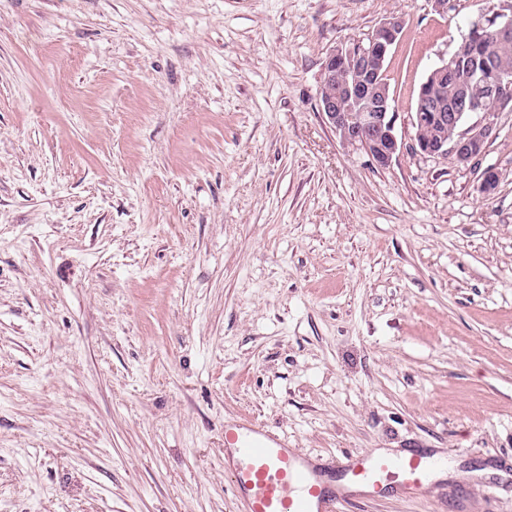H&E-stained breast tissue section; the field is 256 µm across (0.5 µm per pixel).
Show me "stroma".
Wrapping results in <instances>:
<instances>
[{
	"instance_id": "1",
	"label": "stroma",
	"mask_w": 512,
	"mask_h": 512,
	"mask_svg": "<svg viewBox=\"0 0 512 512\" xmlns=\"http://www.w3.org/2000/svg\"><path fill=\"white\" fill-rule=\"evenodd\" d=\"M495 11L0 0V512H243L240 419L326 466L440 460L342 512H512V111L478 166L410 148L420 83ZM392 13L380 167L321 66Z\"/></svg>"
}]
</instances>
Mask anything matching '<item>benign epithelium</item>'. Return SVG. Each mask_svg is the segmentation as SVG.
I'll use <instances>...</instances> for the list:
<instances>
[{"label": "benign epithelium", "mask_w": 512, "mask_h": 512, "mask_svg": "<svg viewBox=\"0 0 512 512\" xmlns=\"http://www.w3.org/2000/svg\"><path fill=\"white\" fill-rule=\"evenodd\" d=\"M402 31V17L391 15L367 37L341 43L322 64L319 107L323 117L342 144L367 154L380 167L388 165L401 146L385 65ZM489 32L498 39L512 37V18L496 11L473 21L452 55L428 73L421 89L463 70L466 44ZM419 104L426 111L413 116V147L430 157L450 156L466 166L482 155L497 112L512 111V73L504 70L495 82L482 84L465 77L461 94L448 107L432 93L420 95ZM471 113H481L483 119L448 136V130L462 126Z\"/></svg>", "instance_id": "7a95c632"}]
</instances>
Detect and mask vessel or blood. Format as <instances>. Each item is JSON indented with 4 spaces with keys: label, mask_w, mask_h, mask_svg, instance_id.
Returning a JSON list of instances; mask_svg holds the SVG:
<instances>
[{
    "label": "vessel or blood",
    "mask_w": 512,
    "mask_h": 512,
    "mask_svg": "<svg viewBox=\"0 0 512 512\" xmlns=\"http://www.w3.org/2000/svg\"><path fill=\"white\" fill-rule=\"evenodd\" d=\"M437 462L419 452L400 456L342 455L335 471L315 464L256 421L224 426V471L246 512H339L355 489L374 494L389 487L422 492Z\"/></svg>",
    "instance_id": "b4317fda"
}]
</instances>
